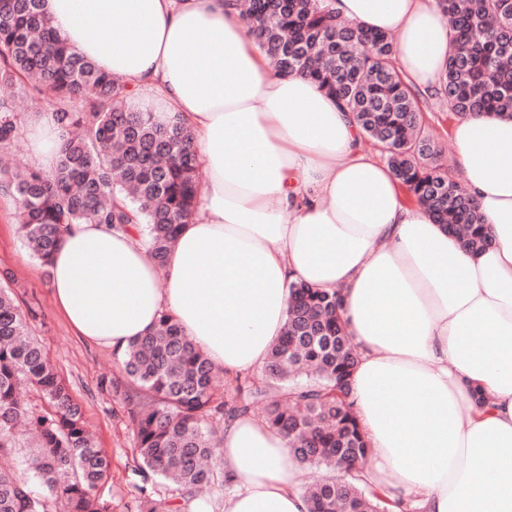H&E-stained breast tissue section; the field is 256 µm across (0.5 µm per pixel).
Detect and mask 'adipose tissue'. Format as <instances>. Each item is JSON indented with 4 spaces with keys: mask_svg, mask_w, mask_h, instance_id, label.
Listing matches in <instances>:
<instances>
[{
    "mask_svg": "<svg viewBox=\"0 0 512 512\" xmlns=\"http://www.w3.org/2000/svg\"><path fill=\"white\" fill-rule=\"evenodd\" d=\"M349 22L396 34L413 89H435L451 51L438 0H332ZM59 35L139 104L195 132L204 191L165 265L141 228L78 224L50 264L75 334L124 351L171 314L230 373L263 364L291 285L340 291L357 349L351 399L390 512H512V117L456 120V164L493 239L462 248L408 200L351 113L311 79L272 73L224 0H45ZM100 37H90V30ZM52 172V112L27 127ZM220 504L187 512H308L287 439L251 416L224 429Z\"/></svg>",
    "mask_w": 512,
    "mask_h": 512,
    "instance_id": "ef3b65f1",
    "label": "adipose tissue"
}]
</instances>
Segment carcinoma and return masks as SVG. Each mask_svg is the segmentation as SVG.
<instances>
[{
  "label": "carcinoma",
  "instance_id": "obj_1",
  "mask_svg": "<svg viewBox=\"0 0 512 512\" xmlns=\"http://www.w3.org/2000/svg\"><path fill=\"white\" fill-rule=\"evenodd\" d=\"M452 48L434 95L456 117H512V0H439ZM251 33L279 76L315 80L355 116L409 199L479 252L491 239L474 200L448 172L423 126L420 98L395 67V42L342 20L328 0H248ZM51 95L61 129L52 173L0 168V192L18 202L26 246L44 267L70 224H143L162 267L181 224L195 213L202 182L194 133L179 114L130 103L128 86L69 47L43 0H0V148L22 124L15 93ZM339 293L293 284L284 335L258 376L218 391L220 370L165 313L132 342L121 365L143 478L133 512H182L154 497L153 476L187 503L218 482L224 424L265 407L264 421L288 439L292 458L330 476L311 486L309 512H388L363 476L369 455L350 378L357 352ZM35 397L25 400L21 384ZM33 435L15 468L22 431ZM344 476H338V473ZM109 460L80 405L47 360L29 316L0 287V512H111L98 494Z\"/></svg>",
  "mask_w": 512,
  "mask_h": 512
}]
</instances>
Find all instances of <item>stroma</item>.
I'll use <instances>...</instances> for the list:
<instances>
[{"label":"stroma","mask_w":512,"mask_h":512,"mask_svg":"<svg viewBox=\"0 0 512 512\" xmlns=\"http://www.w3.org/2000/svg\"><path fill=\"white\" fill-rule=\"evenodd\" d=\"M0 283L14 292L22 309L36 313L34 335L110 459V476L102 493L112 512H130L142 480L137 473L127 406L112 390L120 378L116 352L76 336L56 307L50 276L27 248L18 220L17 205L0 195Z\"/></svg>","instance_id":"1"}]
</instances>
